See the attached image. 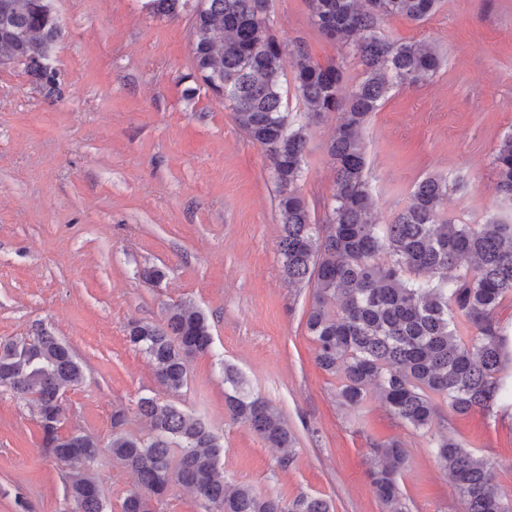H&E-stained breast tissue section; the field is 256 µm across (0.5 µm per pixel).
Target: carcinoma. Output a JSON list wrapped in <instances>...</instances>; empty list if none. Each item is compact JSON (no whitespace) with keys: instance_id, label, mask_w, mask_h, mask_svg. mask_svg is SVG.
Returning a JSON list of instances; mask_svg holds the SVG:
<instances>
[{"instance_id":"obj_1","label":"carcinoma","mask_w":512,"mask_h":512,"mask_svg":"<svg viewBox=\"0 0 512 512\" xmlns=\"http://www.w3.org/2000/svg\"><path fill=\"white\" fill-rule=\"evenodd\" d=\"M189 0H146L154 15L174 18ZM442 0H310L313 25L324 38L353 47L363 69L350 97L345 61L321 66L307 49H284L271 31L272 0H197L191 14L196 72L229 104L237 126L266 155L278 187L282 273L311 288L306 328L315 361L342 374L338 396L360 405L375 392L390 411L416 430H431L441 404L456 415L492 413L512 402V335L496 318L512 296V220L489 213L481 224L448 217L450 185L430 175L407 205L384 223L375 214L361 130L390 89L433 76L442 59L431 44L394 41L381 24L391 16L423 22ZM55 0H0V66H20L48 92L58 74ZM307 112L305 120L283 106L286 66ZM340 113L326 145L334 170L324 203L325 222L312 220L298 193L309 153L310 121ZM497 191L512 201V132L493 155ZM127 337L150 360L159 382L173 393L188 385V359L211 350L204 312L185 304L168 310L164 323L132 321ZM230 417L272 448L293 447L288 427L272 405L246 390L240 374L220 363ZM84 371L69 347L47 330L0 343V387L38 410L43 443L66 469L74 512H105L92 472L99 442L81 431L60 434L63 394ZM138 413L152 433L131 437L124 413L112 415L107 447L135 478L122 512H153L152 498L179 484L206 512H331L328 501L302 497L289 505L261 497L251 487L230 486L221 463L219 436L175 404L142 397ZM430 448L464 505V512H512L494 483V464L453 438L435 433ZM179 458L173 459V453ZM372 485L386 512H407L398 478L407 463L401 443L373 449Z\"/></svg>"}]
</instances>
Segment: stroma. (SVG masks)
I'll use <instances>...</instances> for the list:
<instances>
[{"mask_svg": "<svg viewBox=\"0 0 512 512\" xmlns=\"http://www.w3.org/2000/svg\"><path fill=\"white\" fill-rule=\"evenodd\" d=\"M143 0H56L60 91L47 95L22 67H0V342L41 326L82 364L63 396L61 434L102 443L93 471L108 512L134 486L112 459V415L143 438L137 401L152 396L208 424L221 438L226 481L283 503L326 499L333 512H385L370 477L371 450L395 439L408 454L399 478L407 512H463L439 469L429 434L394 416L377 395L343 405L340 379L314 360L306 329L309 286L282 273L277 188L269 162L192 65L189 12L158 17ZM272 30L327 65L346 61L350 95L362 78L351 50L321 37L308 0H273ZM384 33L426 42L438 72L393 88L362 131L380 220L409 201L416 183H455L447 212L478 224L512 212L496 193L493 152L512 131V0H443L427 21L392 16ZM335 114L311 128L297 184L322 222ZM162 271L148 283L143 269ZM206 313L213 349L188 361L189 381L170 397L148 358L126 338L129 322L161 323L169 306ZM234 365L295 437L281 466L224 406L220 362ZM434 430L495 462L512 503V407L458 416ZM64 469L43 445L35 410L0 388V512H68Z\"/></svg>", "mask_w": 512, "mask_h": 512, "instance_id": "1", "label": "stroma"}]
</instances>
